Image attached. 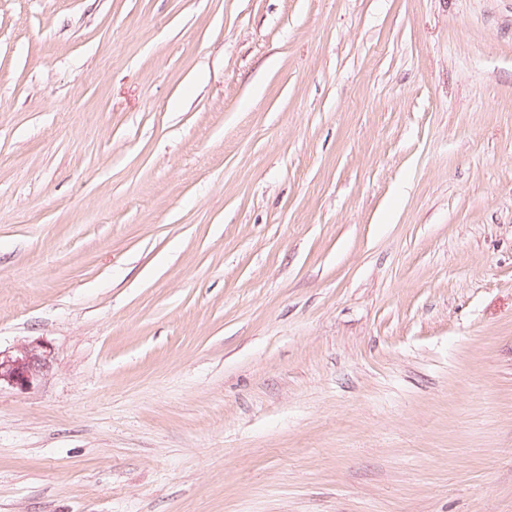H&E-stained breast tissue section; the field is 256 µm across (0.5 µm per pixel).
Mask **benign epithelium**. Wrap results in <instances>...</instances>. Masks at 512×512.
<instances>
[{
  "instance_id": "1",
  "label": "benign epithelium",
  "mask_w": 512,
  "mask_h": 512,
  "mask_svg": "<svg viewBox=\"0 0 512 512\" xmlns=\"http://www.w3.org/2000/svg\"><path fill=\"white\" fill-rule=\"evenodd\" d=\"M53 363V349L41 338L0 350V389L8 387L20 392L29 391L40 384Z\"/></svg>"
}]
</instances>
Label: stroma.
<instances>
[{"label": "stroma", "mask_w": 512, "mask_h": 512, "mask_svg": "<svg viewBox=\"0 0 512 512\" xmlns=\"http://www.w3.org/2000/svg\"><path fill=\"white\" fill-rule=\"evenodd\" d=\"M0 512H512V0H0ZM53 363V349L41 338L28 340L12 349H0V390L8 387L26 392L35 388Z\"/></svg>", "instance_id": "obj_1"}]
</instances>
